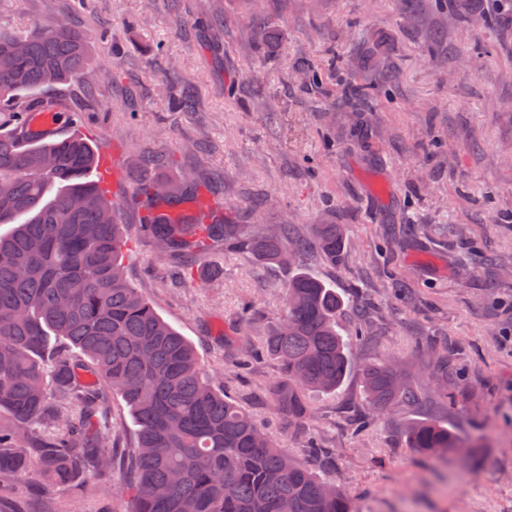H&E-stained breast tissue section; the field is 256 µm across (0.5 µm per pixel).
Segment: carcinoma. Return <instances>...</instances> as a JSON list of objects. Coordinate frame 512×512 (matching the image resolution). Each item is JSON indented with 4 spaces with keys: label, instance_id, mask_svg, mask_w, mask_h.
Masks as SVG:
<instances>
[{
    "label": "carcinoma",
    "instance_id": "carcinoma-1",
    "mask_svg": "<svg viewBox=\"0 0 512 512\" xmlns=\"http://www.w3.org/2000/svg\"><path fill=\"white\" fill-rule=\"evenodd\" d=\"M93 63L86 36L64 23L38 22L24 36L0 29V480L73 485L112 472V434L101 386L127 405L137 446L131 453V512H354L345 489L292 460L277 436L228 398L202 371L194 346L133 288L123 264L116 205L89 179L97 149L76 134L21 138L17 108L25 96L62 84ZM141 232L166 257L190 258L194 275L212 244L289 265L310 248L334 261L342 224H314L311 236L228 224L200 200L201 183L142 180ZM282 315L262 345L239 357L276 361L273 413L288 425L311 416L306 393H334L348 370L351 342L369 343L370 321L348 335L336 318V289L298 269L280 290ZM367 404L376 411L414 398L397 364L380 359L364 371ZM57 433L38 435L35 423ZM408 447L446 457L465 447L431 420L405 431ZM34 449V454L21 452Z\"/></svg>",
    "mask_w": 512,
    "mask_h": 512
}]
</instances>
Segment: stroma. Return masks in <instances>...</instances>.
Wrapping results in <instances>:
<instances>
[{
  "label": "stroma",
  "instance_id": "stroma-1",
  "mask_svg": "<svg viewBox=\"0 0 512 512\" xmlns=\"http://www.w3.org/2000/svg\"><path fill=\"white\" fill-rule=\"evenodd\" d=\"M53 20L85 35L96 63L27 103L61 101L66 133L113 160L104 185L129 280L207 376L297 463L345 487L356 512H512V0H0V26L15 34ZM305 62L325 74L319 91L299 74ZM354 84L369 88L370 109L344 105ZM146 173L194 174L236 224L346 225L337 262L314 250L299 266L340 293L342 326L372 303L379 339L351 350L338 391L309 395L307 425L271 418L273 360L242 378L233 367L280 317L292 269L217 247L209 265L221 279L179 278L140 232ZM248 302L254 319L240 333ZM438 350L446 408L428 370ZM392 357L418 400L356 435L369 412L363 371ZM422 419L459 434L470 459L406 447L405 425ZM132 508V493L99 482H0V512Z\"/></svg>",
  "mask_w": 512,
  "mask_h": 512
}]
</instances>
